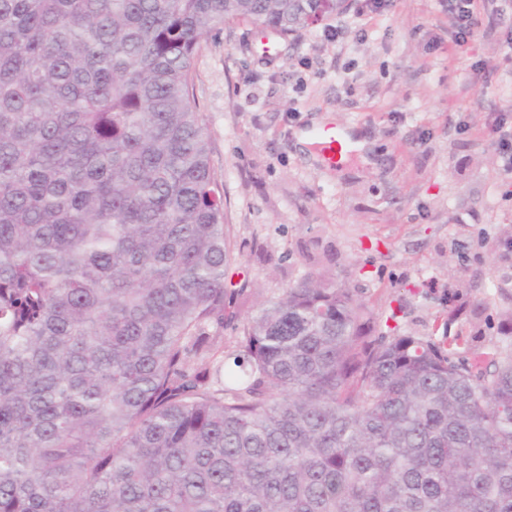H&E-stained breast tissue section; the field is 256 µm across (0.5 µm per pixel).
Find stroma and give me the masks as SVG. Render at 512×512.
I'll return each instance as SVG.
<instances>
[{"label": "stroma", "mask_w": 512, "mask_h": 512, "mask_svg": "<svg viewBox=\"0 0 512 512\" xmlns=\"http://www.w3.org/2000/svg\"><path fill=\"white\" fill-rule=\"evenodd\" d=\"M493 36L455 45L441 0H351L323 25L275 39L247 22L202 39L192 63L234 260L240 315L310 275L373 315V336H460V356L512 349V175L493 125L512 115V0ZM373 142L326 165L300 132Z\"/></svg>", "instance_id": "35a3bbf8"}]
</instances>
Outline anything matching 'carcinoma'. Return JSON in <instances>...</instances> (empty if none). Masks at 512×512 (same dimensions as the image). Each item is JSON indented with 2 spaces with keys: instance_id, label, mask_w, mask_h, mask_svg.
Listing matches in <instances>:
<instances>
[{
  "instance_id": "obj_1",
  "label": "carcinoma",
  "mask_w": 512,
  "mask_h": 512,
  "mask_svg": "<svg viewBox=\"0 0 512 512\" xmlns=\"http://www.w3.org/2000/svg\"><path fill=\"white\" fill-rule=\"evenodd\" d=\"M320 0H0V512H512V352L375 339L333 279L237 318L200 40Z\"/></svg>"
}]
</instances>
